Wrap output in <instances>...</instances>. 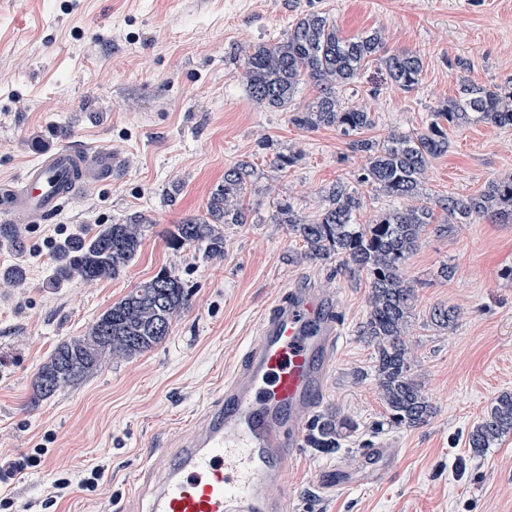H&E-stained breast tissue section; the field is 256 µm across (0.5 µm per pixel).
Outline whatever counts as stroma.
<instances>
[{"instance_id": "1", "label": "stroma", "mask_w": 512, "mask_h": 512, "mask_svg": "<svg viewBox=\"0 0 512 512\" xmlns=\"http://www.w3.org/2000/svg\"><path fill=\"white\" fill-rule=\"evenodd\" d=\"M0 0V179L14 180L38 156L32 133L63 147H112V180L80 195L57 217L25 235L0 231V274L21 267L28 286L19 307L0 287V446L23 456L45 449L16 491L31 512H121L148 446L168 445L181 424L204 410L255 336L263 315L288 291L325 288L339 300L341 339L325 410L351 418L340 455L300 450L290 480L291 512H512V435L473 456L469 431L495 397L512 392V224L484 220L449 233L428 232L405 264L416 298L405 341L412 375L434 406L426 425L371 430L385 412L375 377V347L360 336L368 279L333 263L301 260V242L271 221L273 205L292 202L305 217L322 208V189L353 180L362 164L336 129L308 131L291 121L314 96L302 86L290 109L250 102L232 60L242 43L284 37L310 10L329 13L348 36L376 27L384 50L423 62L410 93L378 88L367 69L341 98L369 107L367 137L424 129L438 102L461 79L499 84L512 78V0ZM299 159L288 170L278 151ZM249 160L262 171L246 196L249 224L224 227V257L173 252V225L206 213L225 168ZM512 174V129L470 125L448 130V151L428 169L424 191L466 197ZM182 191L175 203L164 192ZM146 231L125 275L86 283L59 281L42 248L74 224L94 230L123 216ZM455 271L443 279L442 266ZM193 289L192 304L170 335L143 354L101 362L97 371L53 397L34 401V380L63 340L86 335L113 303L160 269ZM456 307L452 328L430 313ZM400 448L384 483L327 492L325 473L365 447ZM72 477L101 469L95 491L46 506L59 466Z\"/></svg>"}]
</instances>
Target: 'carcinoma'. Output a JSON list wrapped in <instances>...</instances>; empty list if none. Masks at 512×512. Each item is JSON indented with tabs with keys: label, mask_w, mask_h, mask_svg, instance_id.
Returning a JSON list of instances; mask_svg holds the SVG:
<instances>
[{
	"label": "carcinoma",
	"mask_w": 512,
	"mask_h": 512,
	"mask_svg": "<svg viewBox=\"0 0 512 512\" xmlns=\"http://www.w3.org/2000/svg\"><path fill=\"white\" fill-rule=\"evenodd\" d=\"M382 30L371 28L347 37L328 13L301 14L282 39L245 44L237 49L240 77L253 106L278 111L289 104L305 84L316 89L314 98L295 111L292 122L306 130L331 127L350 138V148L364 163L357 183L377 194L411 200L406 207L373 215L357 223L365 196L347 181L323 188L324 206L313 218L300 215L289 202H280L271 220L285 224L302 242L311 263L336 261V270L369 280V312L360 335L376 347V376L385 415L375 430L414 428L426 424L434 408L411 374L404 340L415 289L405 276V264L429 227L438 232L487 218L512 223V175L491 180L466 198L423 196L424 176L435 158L448 151V126L483 123L512 128V79L487 86L471 79L461 82L454 97L432 112L424 129L391 133L383 141L367 138L374 126L371 111L349 105L338 91L354 85L373 64L384 83L404 93L415 90L423 71L419 56L401 51L383 55ZM260 178L250 161L224 170V183L212 192L202 218L173 226L167 244L175 252L194 247L211 260L224 258V225L246 224L250 209L245 196ZM145 224L139 216L104 224L84 237L71 239L58 249L57 274L76 275L84 282L116 279L135 261ZM192 293L174 271L163 268L112 304L89 327L87 335L61 342L39 369L34 400L54 396L92 374L106 351L131 357L152 350L170 335L176 315L191 305ZM353 422L333 413L309 424L310 447L323 453H341ZM512 433V393L494 399L490 412L468 434V447L476 455Z\"/></svg>",
	"instance_id": "carcinoma-1"
}]
</instances>
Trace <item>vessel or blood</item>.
I'll return each mask as SVG.
<instances>
[{
	"label": "vessel or blood",
	"instance_id": "obj_1",
	"mask_svg": "<svg viewBox=\"0 0 512 512\" xmlns=\"http://www.w3.org/2000/svg\"><path fill=\"white\" fill-rule=\"evenodd\" d=\"M117 161L109 149L40 153L18 184H0V222L46 223L77 195L103 185ZM339 338L332 293L289 291L261 321L223 391L182 426L177 446L147 450L127 512H289L291 462L323 404ZM398 462V449L371 448L354 475L337 472L324 486L376 484Z\"/></svg>",
	"mask_w": 512,
	"mask_h": 512
}]
</instances>
